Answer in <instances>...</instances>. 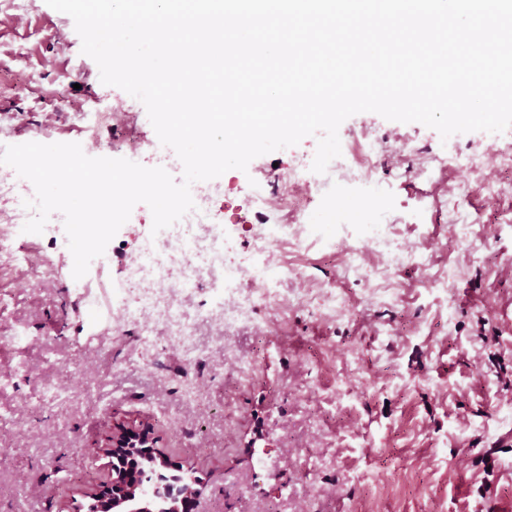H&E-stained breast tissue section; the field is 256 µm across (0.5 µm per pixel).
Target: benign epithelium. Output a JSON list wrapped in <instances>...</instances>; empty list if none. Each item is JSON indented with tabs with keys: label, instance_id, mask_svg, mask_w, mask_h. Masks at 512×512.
<instances>
[{
	"label": "benign epithelium",
	"instance_id": "7a95c632",
	"mask_svg": "<svg viewBox=\"0 0 512 512\" xmlns=\"http://www.w3.org/2000/svg\"><path fill=\"white\" fill-rule=\"evenodd\" d=\"M123 448L126 453L119 465H111L112 484L90 495L89 512H183L196 501L197 479L179 467L169 466L177 474L166 481L144 480L135 485L122 482L125 473L133 469V462L148 456L146 448H153V440L145 429L114 422L103 443L95 449V455L115 458L114 450Z\"/></svg>",
	"mask_w": 512,
	"mask_h": 512
}]
</instances>
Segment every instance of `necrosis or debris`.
<instances>
[{
  "mask_svg": "<svg viewBox=\"0 0 512 512\" xmlns=\"http://www.w3.org/2000/svg\"><path fill=\"white\" fill-rule=\"evenodd\" d=\"M355 144V151H342L329 163L326 174L335 175L337 183L359 184L377 192L379 142L363 129ZM323 176L312 172L310 163L300 158L285 176L283 191L269 189L258 178L251 181L245 204L261 217L252 227L254 238L261 242L307 240L330 249L341 237L355 234L369 240L389 264L411 259V252L396 239L386 219L372 222L341 213L330 224L320 221L316 211L289 209L291 196L309 201L322 198ZM220 192L219 185L199 182L194 210L156 236L146 237L128 262L124 281L111 289L115 313L144 325L147 335H162L186 350L193 346L197 322L216 321L229 330L253 322L262 302L281 296L283 272L272 255L242 262L228 258L230 227L214 206ZM202 288L208 293L206 303L189 305V298Z\"/></svg>",
  "mask_w": 512,
  "mask_h": 512,
  "instance_id": "1",
  "label": "necrosis or debris"
}]
</instances>
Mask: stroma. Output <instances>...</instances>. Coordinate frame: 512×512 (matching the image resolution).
Returning a JSON list of instances; mask_svg holds the SVG:
<instances>
[{
    "label": "stroma",
    "mask_w": 512,
    "mask_h": 512,
    "mask_svg": "<svg viewBox=\"0 0 512 512\" xmlns=\"http://www.w3.org/2000/svg\"><path fill=\"white\" fill-rule=\"evenodd\" d=\"M0 0V128L8 144L97 140L111 157L155 138L144 105L101 83L81 52L72 18L45 0ZM122 103L125 115L91 130L71 103ZM369 128L408 141L399 166L383 158V193L328 186L340 209L384 212L422 261L362 280L342 254L267 246L278 264L306 274L313 295L330 289L339 313L297 302L262 309L258 325L223 330L200 323L199 356L178 344L146 346L140 327L103 311L91 322L84 283H118L153 224L146 204L108 244L104 265L72 276L66 233L19 240L50 269L32 281L0 263V512H74L110 474L94 450L113 422L148 428L156 450L193 470L195 512H497L512 505V172L481 176L421 163L449 155L512 151V128L459 135L444 145L417 122L364 112L341 131ZM317 137L259 156V174H283L314 156ZM248 173L219 178L224 219L242 217L231 254L247 259L252 214H239ZM454 224L464 233L451 232ZM61 398H54L58 385Z\"/></svg>",
    "instance_id": "stroma-1"
}]
</instances>
